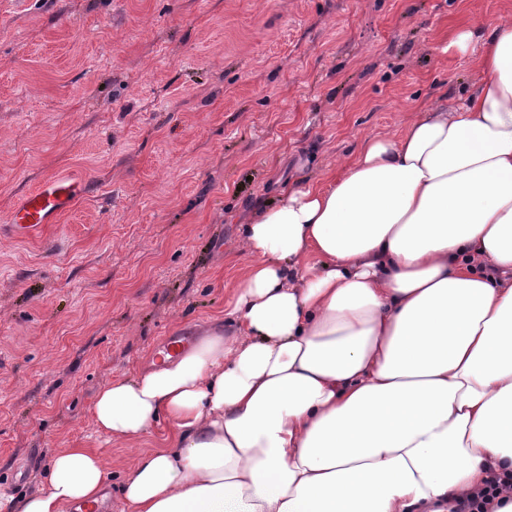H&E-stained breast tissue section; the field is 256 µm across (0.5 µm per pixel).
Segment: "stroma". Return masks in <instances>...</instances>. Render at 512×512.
I'll return each mask as SVG.
<instances>
[{
	"mask_svg": "<svg viewBox=\"0 0 512 512\" xmlns=\"http://www.w3.org/2000/svg\"><path fill=\"white\" fill-rule=\"evenodd\" d=\"M512 0H0V217L62 173L82 192L39 238L0 236V512L52 456L109 463L108 512L158 436H99L98 389L223 316L243 220L369 136L463 97L461 27Z\"/></svg>",
	"mask_w": 512,
	"mask_h": 512,
	"instance_id": "1",
	"label": "stroma"
}]
</instances>
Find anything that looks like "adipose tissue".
<instances>
[{
    "label": "adipose tissue",
    "mask_w": 512,
    "mask_h": 512,
    "mask_svg": "<svg viewBox=\"0 0 512 512\" xmlns=\"http://www.w3.org/2000/svg\"><path fill=\"white\" fill-rule=\"evenodd\" d=\"M448 48L477 56L467 97L279 182L223 317L99 389L98 433L169 426L124 479L129 512H448L512 479V23ZM109 476L62 449L15 512L103 502Z\"/></svg>",
    "instance_id": "obj_1"
}]
</instances>
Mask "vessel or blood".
I'll return each instance as SVG.
<instances>
[{
  "label": "vessel or blood",
  "mask_w": 512,
  "mask_h": 512,
  "mask_svg": "<svg viewBox=\"0 0 512 512\" xmlns=\"http://www.w3.org/2000/svg\"><path fill=\"white\" fill-rule=\"evenodd\" d=\"M80 191L78 182L60 175L44 179L8 213L5 222L12 237L29 239L57 223Z\"/></svg>",
  "instance_id": "vessel-or-blood-1"
}]
</instances>
